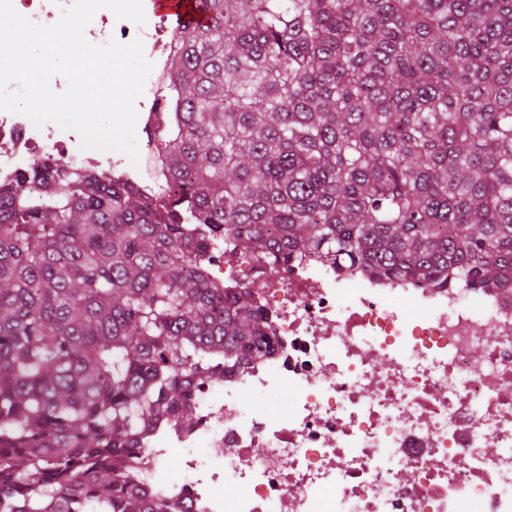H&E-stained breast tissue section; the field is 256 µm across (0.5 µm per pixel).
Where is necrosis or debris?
Here are the masks:
<instances>
[{"label": "necrosis or debris", "instance_id": "4bbe7bcc", "mask_svg": "<svg viewBox=\"0 0 512 512\" xmlns=\"http://www.w3.org/2000/svg\"><path fill=\"white\" fill-rule=\"evenodd\" d=\"M144 11L139 26L102 9L86 30L95 44L142 39L153 64L135 103L138 163L0 111V188L55 163L157 203L172 196L154 134L177 46L167 15ZM199 231L204 274L249 293L265 344L222 383L193 388L190 423L164 418L150 431L138 470L147 493L190 512H512V290L427 287L317 253H245ZM284 389V414L251 403ZM171 448L187 451L173 483L157 477ZM228 485L238 494L225 495Z\"/></svg>", "mask_w": 512, "mask_h": 512}]
</instances>
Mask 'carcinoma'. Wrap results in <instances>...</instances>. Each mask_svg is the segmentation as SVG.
I'll return each instance as SVG.
<instances>
[{
	"label": "carcinoma",
	"instance_id": "1",
	"mask_svg": "<svg viewBox=\"0 0 512 512\" xmlns=\"http://www.w3.org/2000/svg\"><path fill=\"white\" fill-rule=\"evenodd\" d=\"M157 134L179 192L0 188V512H187L133 463L262 318L196 225L378 277L512 285V0H200Z\"/></svg>",
	"mask_w": 512,
	"mask_h": 512
}]
</instances>
